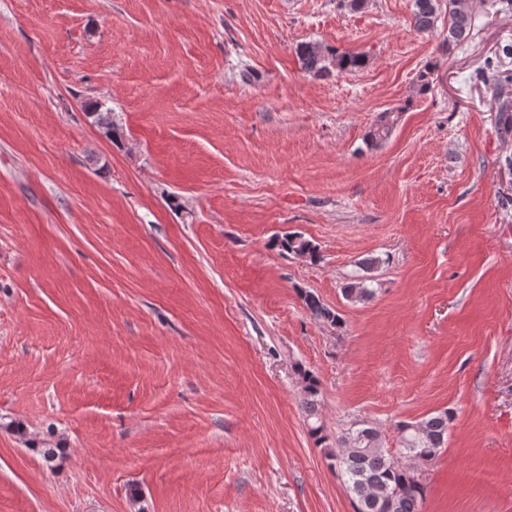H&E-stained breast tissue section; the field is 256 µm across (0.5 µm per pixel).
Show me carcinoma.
I'll return each instance as SVG.
<instances>
[{
	"label": "carcinoma",
	"mask_w": 512,
	"mask_h": 512,
	"mask_svg": "<svg viewBox=\"0 0 512 512\" xmlns=\"http://www.w3.org/2000/svg\"><path fill=\"white\" fill-rule=\"evenodd\" d=\"M415 28L421 32L434 30L441 12V0H414ZM474 27V0H448V48L465 43ZM302 68L320 76L352 73L366 65L363 55L339 53L318 43L304 42L297 47ZM402 109L380 113L365 134V143L377 147L390 136L399 120ZM95 123L109 139L117 136L118 126L112 120V109L101 104L93 112ZM278 246L289 253L312 263L320 256L310 241L300 235L289 234L278 240ZM379 264L368 259L363 264L364 274L342 288L346 299L365 301L374 295L375 277L371 271ZM302 299L310 313L332 325L340 324L337 314L325 307L311 292H303ZM302 391V406L308 418L309 433L321 444L327 440L324 426L318 421L320 382L308 370H298ZM448 412H439L416 422L396 424L400 451L396 454L382 448L381 434L373 427L350 428L337 438L338 450L330 454L332 466L338 469L353 505L363 512H422L426 499L425 481L415 477V472L434 460L448 434Z\"/></svg>",
	"instance_id": "cac0c4a2"
}]
</instances>
